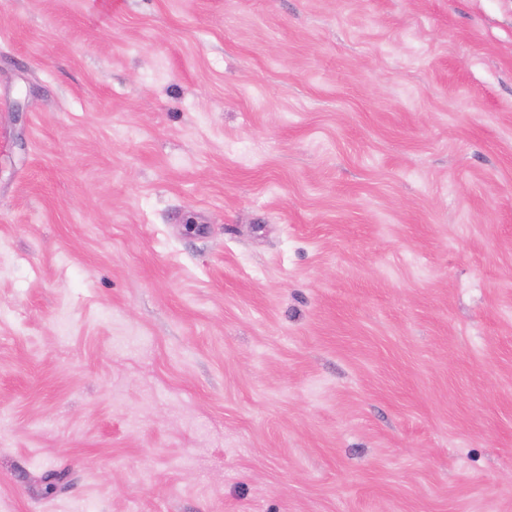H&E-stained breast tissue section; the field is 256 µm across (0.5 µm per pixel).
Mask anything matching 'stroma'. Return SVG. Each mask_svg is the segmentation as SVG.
I'll return each mask as SVG.
<instances>
[{
	"label": "stroma",
	"mask_w": 512,
	"mask_h": 512,
	"mask_svg": "<svg viewBox=\"0 0 512 512\" xmlns=\"http://www.w3.org/2000/svg\"><path fill=\"white\" fill-rule=\"evenodd\" d=\"M0 512H512V0H0Z\"/></svg>",
	"instance_id": "obj_1"
}]
</instances>
